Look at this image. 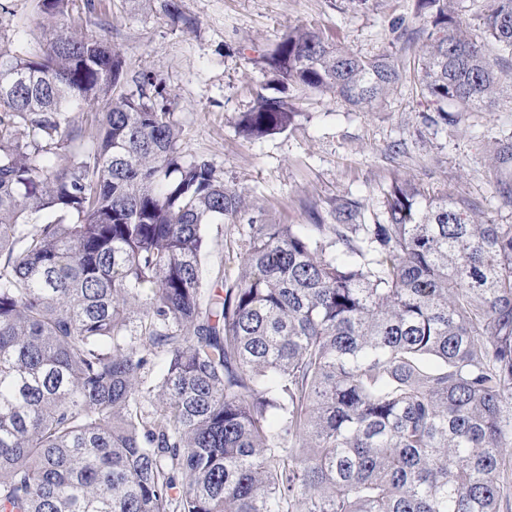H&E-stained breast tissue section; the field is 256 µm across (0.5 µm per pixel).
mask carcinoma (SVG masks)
I'll use <instances>...</instances> for the list:
<instances>
[{
	"instance_id": "carcinoma-1",
	"label": "carcinoma",
	"mask_w": 512,
	"mask_h": 512,
	"mask_svg": "<svg viewBox=\"0 0 512 512\" xmlns=\"http://www.w3.org/2000/svg\"><path fill=\"white\" fill-rule=\"evenodd\" d=\"M459 8L416 0L434 124L512 100V0ZM44 39L0 40V512H509L512 224L404 181L371 224L351 200L248 224L213 283L205 228L244 192L184 157L160 80L130 88L82 31ZM262 60L278 95L240 113L246 139L302 95L365 109L400 80L307 25Z\"/></svg>"
}]
</instances>
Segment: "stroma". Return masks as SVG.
<instances>
[{"mask_svg": "<svg viewBox=\"0 0 512 512\" xmlns=\"http://www.w3.org/2000/svg\"><path fill=\"white\" fill-rule=\"evenodd\" d=\"M95 3V12L72 14L71 25L118 47L129 79L161 78L174 97L184 156L208 158L225 185L246 195L238 219L206 228L208 276L235 267L232 242L250 220L307 224L315 210L328 224L343 199L367 214L397 181L471 199L486 219L512 224V206L496 192L500 182H512V170L492 161L495 142L512 135V104L459 112L445 126L430 122L434 108L414 73L422 39L414 0H368L360 9L350 0H179L190 28L170 20L164 0ZM399 19L406 32L396 41L389 29ZM46 24L34 0H0V37L23 36L28 52L40 51ZM301 24L363 56L393 54L398 85L366 111L311 93L291 131L259 141L239 137L235 121L267 81L262 55Z\"/></svg>", "mask_w": 512, "mask_h": 512, "instance_id": "1", "label": "stroma"}]
</instances>
